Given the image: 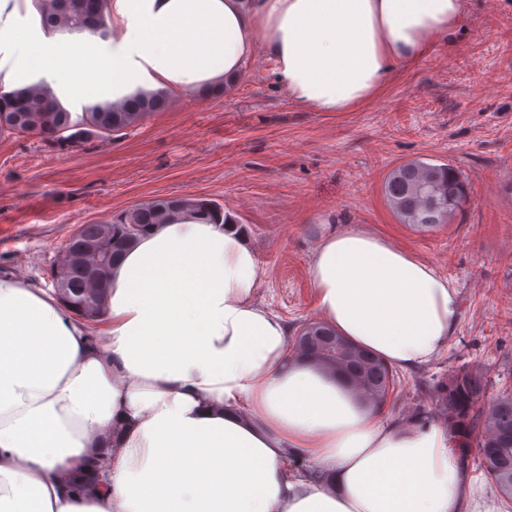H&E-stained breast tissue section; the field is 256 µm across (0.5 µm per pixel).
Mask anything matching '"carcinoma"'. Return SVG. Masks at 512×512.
Returning a JSON list of instances; mask_svg holds the SVG:
<instances>
[{"mask_svg":"<svg viewBox=\"0 0 512 512\" xmlns=\"http://www.w3.org/2000/svg\"><path fill=\"white\" fill-rule=\"evenodd\" d=\"M41 25L48 35L89 30L100 39L109 37L106 14L110 0H34ZM173 90L139 91L121 101L92 97L80 108L64 107L54 100L48 85L40 81L0 90V135H37L60 150L80 148L97 141L109 142L154 112L171 104ZM385 200L403 224L432 227L448 223L463 211L469 190L462 174L449 164L414 159L401 163L386 176ZM181 215L213 223H228L232 215L216 202L191 195L156 197L121 212L110 222L82 224L66 241L57 259L63 266L80 243H93L97 251L84 258L85 272L67 282L69 296L100 322L106 314L108 278L112 261L154 226ZM300 355L345 369L361 391L382 407L400 385L393 367L361 349L321 322L302 325L291 337ZM490 381L469 369H460L448 381L431 387L438 412L451 437L458 439L457 462L466 463L475 449L478 467L496 488L502 505L512 509V385L498 388L489 405L481 404Z\"/></svg>","mask_w":512,"mask_h":512,"instance_id":"obj_1","label":"carcinoma"}]
</instances>
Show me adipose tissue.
<instances>
[{"instance_id":"obj_1","label":"adipose tissue","mask_w":512,"mask_h":512,"mask_svg":"<svg viewBox=\"0 0 512 512\" xmlns=\"http://www.w3.org/2000/svg\"><path fill=\"white\" fill-rule=\"evenodd\" d=\"M112 45L59 55L0 0V89L46 82L64 105L197 93L262 52L307 112L372 101L466 0H112ZM324 323L393 367L447 351L448 277L364 228L323 232L309 259ZM264 269L238 224L178 216L110 273L100 332L54 295L0 279V512H466L469 486L434 421L382 418L345 372L290 355L258 300ZM97 489L73 486L94 458Z\"/></svg>"}]
</instances>
